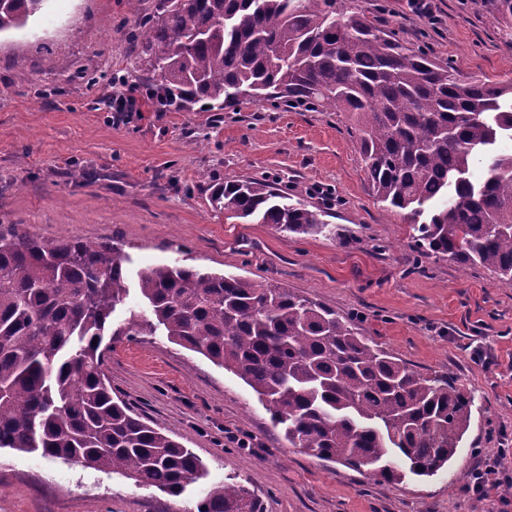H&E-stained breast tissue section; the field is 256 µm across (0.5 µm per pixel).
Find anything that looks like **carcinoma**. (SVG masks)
I'll list each match as a JSON object with an SVG mask.
<instances>
[{"mask_svg": "<svg viewBox=\"0 0 512 512\" xmlns=\"http://www.w3.org/2000/svg\"><path fill=\"white\" fill-rule=\"evenodd\" d=\"M45 0H0V33ZM159 105L222 112L242 96L348 112L378 198L408 211L421 257L484 266L512 285V85L373 26L346 0H157L132 33ZM215 208L281 232L330 231L320 208L269 182L216 187ZM102 241H38L0 229V449L39 451L177 497L205 465L112 394L105 332L130 285ZM131 336L162 330L249 385L309 455L377 481L450 470L474 400L356 334L335 310L274 283L181 265L138 274ZM196 512H259L242 485L210 486Z\"/></svg>", "mask_w": 512, "mask_h": 512, "instance_id": "1", "label": "carcinoma"}]
</instances>
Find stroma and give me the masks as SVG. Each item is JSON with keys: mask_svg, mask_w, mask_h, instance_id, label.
Wrapping results in <instances>:
<instances>
[{"mask_svg": "<svg viewBox=\"0 0 512 512\" xmlns=\"http://www.w3.org/2000/svg\"><path fill=\"white\" fill-rule=\"evenodd\" d=\"M352 0L461 76L512 83V45L493 27L496 0ZM126 0H47L0 35V226L38 239L110 241L130 273L177 263L273 281L336 310L358 335L424 372H452L472 395L471 426L451 474L375 482L290 447L253 390L164 333L131 336L130 289L113 315L112 390L201 458L206 475L171 497L40 453L0 449V512H194L233 481L263 512H512V493L476 500L467 485L487 454L512 452V286L492 271L429 257L414 265L411 221L382 203L345 112L275 108L242 98L221 112L102 101L138 87ZM38 43L47 52L35 51ZM273 180L323 209L328 233L296 236L226 218L214 185ZM482 351L473 358L471 347Z\"/></svg>", "mask_w": 512, "mask_h": 512, "instance_id": "stroma-1", "label": "stroma"}]
</instances>
